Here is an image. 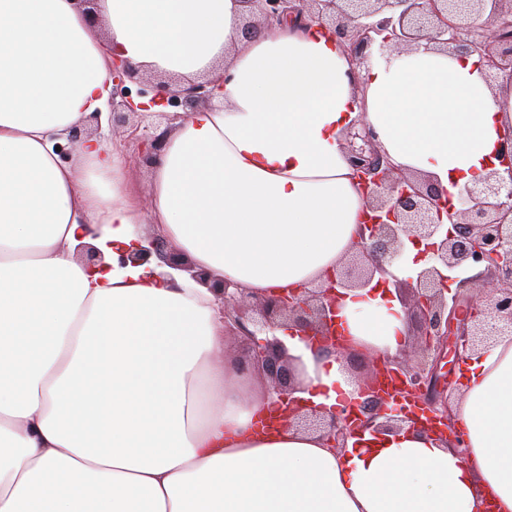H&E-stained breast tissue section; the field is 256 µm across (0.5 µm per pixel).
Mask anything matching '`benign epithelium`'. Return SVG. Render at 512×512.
I'll return each instance as SVG.
<instances>
[{
  "label": "benign epithelium",
  "instance_id": "obj_1",
  "mask_svg": "<svg viewBox=\"0 0 512 512\" xmlns=\"http://www.w3.org/2000/svg\"><path fill=\"white\" fill-rule=\"evenodd\" d=\"M257 21L243 23L239 37L250 41L258 29L293 18H308L342 40L360 69L374 49L386 62L411 50L423 40L433 48L460 56H475L488 77L504 74L512 80V0H239ZM136 70L112 58V90L108 101L112 125L124 126L134 111L126 81ZM219 90L211 82L177 85L167 101L192 112ZM100 113H91L71 128L60 154L69 155L99 126ZM351 163L373 216L360 227L353 245L355 255L343 269L315 287L255 296L230 283H211L222 300L224 326L246 339L238 367L262 372L279 400L286 401L296 388V368L284 344L273 332L298 328L323 337L322 351L336 352V289L378 284L396 292L411 291L403 300L407 318L419 319L420 356L407 364L396 356L367 380L358 411L336 415L322 406L296 407L288 425L318 433L332 448L346 447L349 437L366 429L389 430L410 421L450 448L463 440L451 428L450 401L458 390L452 372L441 363L453 349L461 359L506 331L512 332V131L501 143L502 171L489 173L481 185L469 188L458 203L428 177L406 174L384 156L370 124L360 121L346 133ZM144 163L156 161L164 138L130 128ZM363 141L356 146L355 139ZM426 245L432 263L416 273L415 281L391 276L388 267L402 253L404 241ZM483 266L486 293L466 296L467 281H456L448 271ZM458 283L453 289L451 284Z\"/></svg>",
  "mask_w": 512,
  "mask_h": 512
}]
</instances>
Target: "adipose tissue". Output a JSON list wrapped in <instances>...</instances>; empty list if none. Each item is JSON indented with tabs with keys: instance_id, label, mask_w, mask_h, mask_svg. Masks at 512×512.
<instances>
[{
	"instance_id": "ef3b65f1",
	"label": "adipose tissue",
	"mask_w": 512,
	"mask_h": 512,
	"mask_svg": "<svg viewBox=\"0 0 512 512\" xmlns=\"http://www.w3.org/2000/svg\"><path fill=\"white\" fill-rule=\"evenodd\" d=\"M239 0H0V512H512V334L469 355L463 448L403 423L359 445L257 423L275 400L239 370L208 285L156 262L120 157L98 136L63 162L57 138L110 94L113 55L184 82L224 78L183 113L151 170V219L213 278L256 296L340 267L366 210L343 145L357 118L398 168L458 198L498 170L512 87L476 57L426 46L349 77L331 32L265 27L240 45ZM364 96L365 110L355 100ZM93 245L106 268L76 258ZM351 347L407 343L400 299L338 304ZM297 399L328 408L362 382L280 332Z\"/></svg>"
}]
</instances>
